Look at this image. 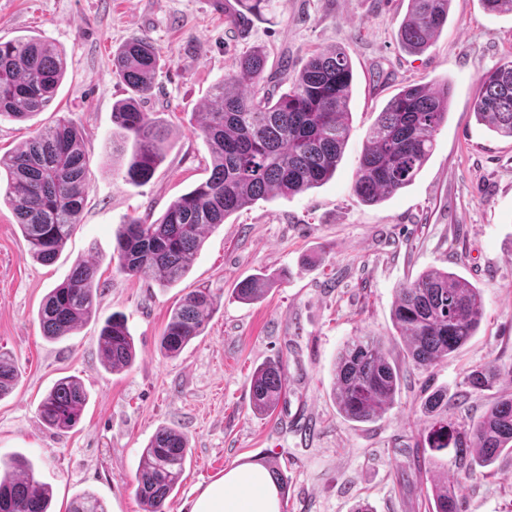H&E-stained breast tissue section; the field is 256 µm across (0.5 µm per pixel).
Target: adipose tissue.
Segmentation results:
<instances>
[{
	"mask_svg": "<svg viewBox=\"0 0 512 512\" xmlns=\"http://www.w3.org/2000/svg\"><path fill=\"white\" fill-rule=\"evenodd\" d=\"M277 484L263 463H243L206 485L192 512H281Z\"/></svg>",
	"mask_w": 512,
	"mask_h": 512,
	"instance_id": "adipose-tissue-1",
	"label": "adipose tissue"
}]
</instances>
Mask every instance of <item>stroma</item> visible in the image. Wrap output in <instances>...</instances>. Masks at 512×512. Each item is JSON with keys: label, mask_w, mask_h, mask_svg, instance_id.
Instances as JSON below:
<instances>
[{"label": "stroma", "mask_w": 512, "mask_h": 512, "mask_svg": "<svg viewBox=\"0 0 512 512\" xmlns=\"http://www.w3.org/2000/svg\"><path fill=\"white\" fill-rule=\"evenodd\" d=\"M407 0H275L246 33L230 32L215 0H0V38L45 39L66 57L67 73L44 112L0 121V154L13 152L58 118L79 130L89 159L81 221L56 261H35L12 207L0 200V350L19 380L0 398V456L24 455L53 490L52 512L89 491L108 512H144L135 475L152 436L183 432L189 460L167 501L191 512L198 487L247 461L275 460L288 478L281 512H425L427 485L411 477L414 444L428 418L425 388L467 394L461 413L476 419L488 397L468 392L469 371L512 363V137L479 124L473 102L486 71L512 59V14L490 15L481 0H451L448 24L421 54L403 51L397 30ZM151 38L160 53L157 88L143 111L168 130L165 159L150 183L117 171L129 155L112 148V106L127 91L112 75L126 41ZM342 48L353 70L351 133L335 176L292 196L272 195L209 231L186 276L162 288L116 272V233L127 217L158 219L170 202L205 181L209 150L199 113L213 85L236 73L252 48L267 72L281 59L299 70L316 51ZM448 79V119L412 185L369 205L352 191L366 135L403 86ZM94 263L97 305L72 335L44 338L38 311L77 261ZM450 270L480 288L485 314L469 342L427 371L404 367L393 407L373 423L339 414L333 365L352 336L381 338L394 359L403 342L391 320L397 288L421 272ZM271 277L264 298L235 299L238 282ZM211 289L220 304L204 332L169 358L160 336L180 297ZM124 314L136 345L127 371L106 370L98 337ZM269 359L282 360L286 394L271 416L254 415L250 381ZM80 379L88 402L80 423L58 434L37 409L54 384ZM315 434L302 440L300 428ZM490 477L463 480L468 512H512V455Z\"/></svg>", "instance_id": "35a3bbf8"}]
</instances>
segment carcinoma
I'll return each mask as SVG.
<instances>
[{
  "instance_id": "cac0c4a2",
  "label": "carcinoma",
  "mask_w": 512,
  "mask_h": 512,
  "mask_svg": "<svg viewBox=\"0 0 512 512\" xmlns=\"http://www.w3.org/2000/svg\"><path fill=\"white\" fill-rule=\"evenodd\" d=\"M239 9L227 15L228 29L248 14L261 16L273 0H237ZM450 0H408L399 28V42L410 53L425 52L448 25ZM159 51L148 36L135 38L112 55V74L129 89L126 101L112 107V125L131 149L122 179L135 186L151 181L163 160L166 127L141 109L154 93ZM266 60L259 51L239 59V74L213 86L211 100L198 129L211 157L209 178L174 199L164 214L149 223L130 217L116 235V271L129 278L151 279L168 287L183 278L202 246L205 234L233 213L271 193L293 195L317 188L336 173L350 125L353 68L337 48L315 52L280 95L262 86ZM65 74L62 53L40 38L0 42V119L27 120L44 111ZM451 84H412L395 94L369 130L352 190L375 204L412 184L429 159L434 136L448 117ZM478 121L512 137V60L480 78L473 104ZM7 174L4 195L12 206L31 256L53 263L80 223L89 188L88 159L72 122L60 119L45 126L27 144L0 156V174ZM96 268L78 262L70 277L52 289L38 312L43 336L58 340L72 334L91 315L97 295ZM238 299L258 301L267 291L261 278L245 279L235 288ZM218 304L208 288H197L177 302L160 336L167 357L178 356L205 327ZM484 316L481 293L472 283L448 270L431 269L400 285L392 307V322L401 336L404 361L429 370L459 351L475 336ZM103 363L114 372L132 366L135 344L124 315L115 313L99 335ZM512 376V363L478 365L466 375L474 392L493 388ZM18 379L13 357L0 351V398ZM401 379L377 336H353L334 363V396L348 420L367 423L394 405ZM286 385L282 364L270 361L252 375L250 405L269 415ZM87 392L74 376L56 382L39 407L41 421L58 433L80 421ZM456 404L436 390L424 402L430 421L415 448L430 459L454 449L457 469L469 478L475 467L491 466L505 451L512 452V394L496 397L477 420L455 417ZM189 457L187 437L163 427L143 449L136 473V492L144 512H165ZM415 475L431 483L432 512H467L460 480H448L425 468L415 456ZM52 489L35 477L32 464L13 454L0 463V512H49ZM69 512H107L91 492L78 495Z\"/></svg>"
}]
</instances>
